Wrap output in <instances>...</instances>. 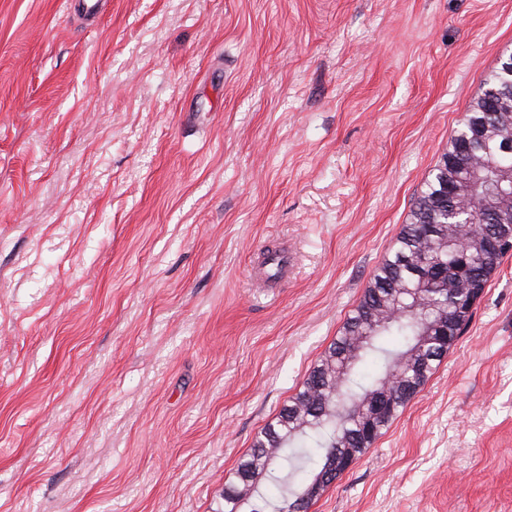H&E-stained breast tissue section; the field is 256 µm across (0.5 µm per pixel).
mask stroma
I'll return each instance as SVG.
<instances>
[{
	"mask_svg": "<svg viewBox=\"0 0 512 512\" xmlns=\"http://www.w3.org/2000/svg\"><path fill=\"white\" fill-rule=\"evenodd\" d=\"M509 54L512 0H0V512H223ZM310 512H512V256ZM293 268V257L288 252L272 256L266 263L261 273L265 280L273 281L288 276Z\"/></svg>",
	"mask_w": 512,
	"mask_h": 512,
	"instance_id": "obj_1",
	"label": "stroma"
}]
</instances>
